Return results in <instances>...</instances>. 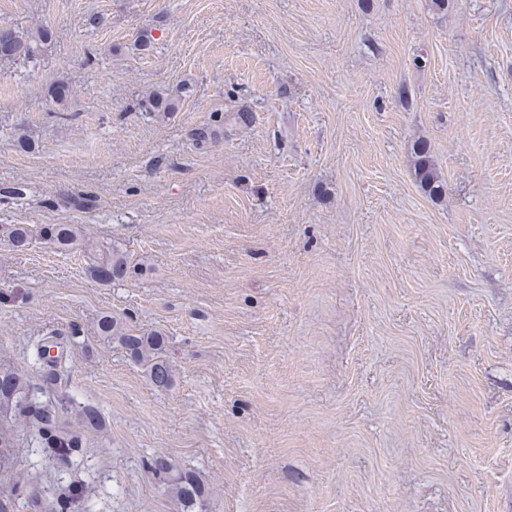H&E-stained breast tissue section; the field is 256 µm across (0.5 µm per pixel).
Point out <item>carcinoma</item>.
Segmentation results:
<instances>
[{
  "instance_id": "1",
  "label": "carcinoma",
  "mask_w": 512,
  "mask_h": 512,
  "mask_svg": "<svg viewBox=\"0 0 512 512\" xmlns=\"http://www.w3.org/2000/svg\"><path fill=\"white\" fill-rule=\"evenodd\" d=\"M50 37L46 28L32 34H21L10 27H0V61H13L33 57L40 43ZM176 99L167 91H155L141 103V107L150 113L171 112L175 109ZM414 178L424 194L439 198L448 192V184L442 177L430 147L424 141L413 146ZM50 236L58 248L69 250L78 244L82 231L77 224H54L49 228H38L34 224H11L7 228V239L12 249H17L20 238L33 239L35 234ZM128 273V263L119 247L107 248V256L90 270L95 281L108 284L122 279ZM99 333L110 336L128 351L129 356L149 365L151 382L158 388H166L171 383L168 364L159 358L164 338L157 334L139 333L125 327L122 320L104 315L98 321ZM0 404L11 407L14 413L28 420L38 435L50 448H55L59 456L66 458L77 444V435L67 427L56 407L36 401L30 394L26 378L10 367H0ZM155 472L164 476L167 489L182 512H195L201 507L204 496L195 474L178 469L166 456L158 455L150 462Z\"/></svg>"
}]
</instances>
